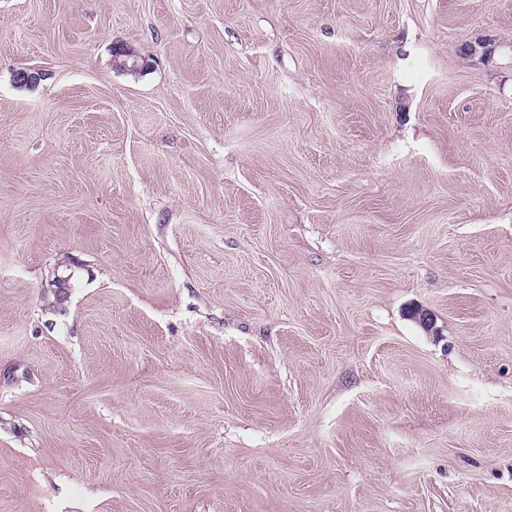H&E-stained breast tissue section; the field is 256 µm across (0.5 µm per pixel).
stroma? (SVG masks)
Segmentation results:
<instances>
[{"instance_id": "obj_1", "label": "stroma", "mask_w": 512, "mask_h": 512, "mask_svg": "<svg viewBox=\"0 0 512 512\" xmlns=\"http://www.w3.org/2000/svg\"><path fill=\"white\" fill-rule=\"evenodd\" d=\"M0 512H512V0H0Z\"/></svg>"}]
</instances>
